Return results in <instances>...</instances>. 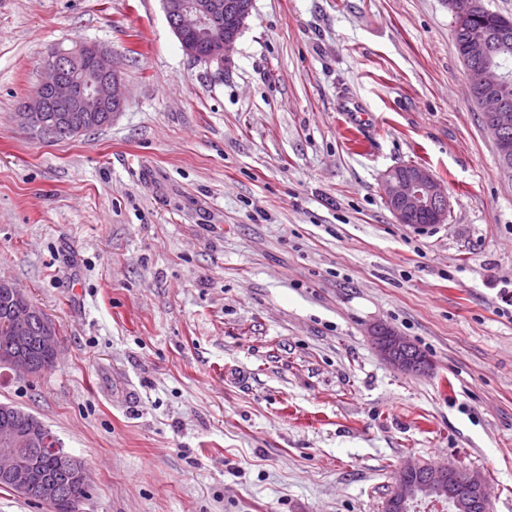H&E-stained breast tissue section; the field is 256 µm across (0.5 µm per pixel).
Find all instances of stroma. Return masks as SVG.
<instances>
[{"label":"stroma","mask_w":512,"mask_h":512,"mask_svg":"<svg viewBox=\"0 0 512 512\" xmlns=\"http://www.w3.org/2000/svg\"><path fill=\"white\" fill-rule=\"evenodd\" d=\"M86 42L123 111L33 137L14 114L44 58ZM406 163L444 223L388 209ZM0 275L59 339L39 375L0 369V403L84 462L80 512H382L410 461L512 512V176L448 0H254L210 63L161 0H0ZM379 323L431 370L384 361ZM415 165L410 169H404ZM393 167L383 175L384 199L390 211L400 224L419 226L441 223L448 215L449 202L447 190L439 180L425 167L405 164ZM422 214V223L415 219Z\"/></svg>","instance_id":"1"}]
</instances>
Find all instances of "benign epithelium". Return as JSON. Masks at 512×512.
Returning <instances> with one entry per match:
<instances>
[{
  "instance_id": "7a95c632",
  "label": "benign epithelium",
  "mask_w": 512,
  "mask_h": 512,
  "mask_svg": "<svg viewBox=\"0 0 512 512\" xmlns=\"http://www.w3.org/2000/svg\"><path fill=\"white\" fill-rule=\"evenodd\" d=\"M169 25L184 52L195 61L227 57L251 15L252 0H162ZM470 56L488 57L495 50L494 34L481 24L468 27L463 34ZM91 60L94 68L85 70ZM45 76L15 113L22 128L42 140L71 137L87 132L86 122L105 113L111 123L123 111L125 83L112 51L98 44L54 52L43 61ZM472 85L481 92L479 107L485 128L494 136L503 167L512 166V107L499 97L504 72L484 62L467 69ZM384 199L400 224L415 225L423 214L435 223L448 215L447 190L425 167H393L383 175ZM0 288L14 296L15 306L7 320L0 323V364L28 376L38 374L33 362L12 351L24 335L36 331L41 344L57 350L55 324L31 303L12 280L0 277ZM371 343L386 362L404 374L429 371L430 362L409 339L392 328L377 324L370 330ZM42 448L52 454L71 458L55 436L30 433L16 427L0 431V477L25 495H36L76 510L79 497L65 494L48 485L40 470L28 459L27 449ZM434 492V503L448 506L450 512H477L489 503L487 483L472 472L448 466L435 468L413 462L400 469L393 493L383 512H408L418 503V493Z\"/></svg>"
}]
</instances>
